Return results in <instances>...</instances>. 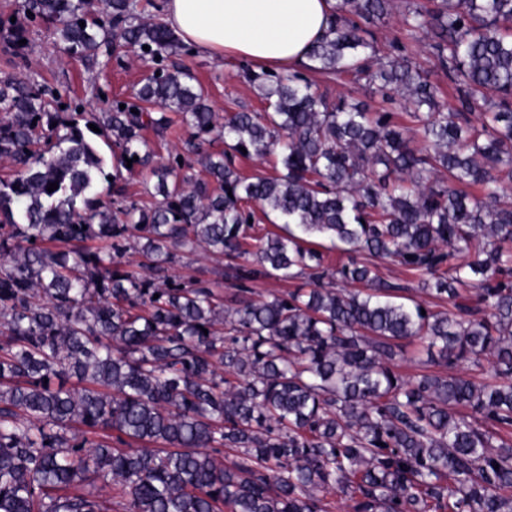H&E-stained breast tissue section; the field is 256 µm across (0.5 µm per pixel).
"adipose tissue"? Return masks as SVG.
I'll use <instances>...</instances> for the list:
<instances>
[{
    "label": "adipose tissue",
    "mask_w": 512,
    "mask_h": 512,
    "mask_svg": "<svg viewBox=\"0 0 512 512\" xmlns=\"http://www.w3.org/2000/svg\"><path fill=\"white\" fill-rule=\"evenodd\" d=\"M335 0H165V19L183 45L221 61L287 73L309 65Z\"/></svg>",
    "instance_id": "ef3b65f1"
}]
</instances>
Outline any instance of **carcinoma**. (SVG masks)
<instances>
[{"label":"carcinoma","instance_id":"cac0c4a2","mask_svg":"<svg viewBox=\"0 0 512 512\" xmlns=\"http://www.w3.org/2000/svg\"><path fill=\"white\" fill-rule=\"evenodd\" d=\"M101 4L18 11L91 66L117 43L181 49L136 0ZM394 14L430 39L452 94L406 47L381 53L367 26ZM309 57L328 81L365 82L379 111L297 71L245 69L266 107L222 116L174 65L99 113L0 74V512H328L331 493L353 512H512V0H336ZM177 119L194 141L153 162L142 132ZM90 124L116 165L150 168L157 201L122 204ZM272 153L274 176L236 168ZM250 202L295 230L257 238L234 291L169 274L200 248L248 254ZM314 235L352 254L337 273L358 288L331 282ZM384 260L453 310L397 301ZM270 276L306 287L251 297ZM415 338L448 372L395 371ZM484 360L492 384L453 372Z\"/></svg>","mask_w":512,"mask_h":512}]
</instances>
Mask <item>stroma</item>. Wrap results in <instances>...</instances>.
Masks as SVG:
<instances>
[{"label": "stroma", "mask_w": 512, "mask_h": 512, "mask_svg": "<svg viewBox=\"0 0 512 512\" xmlns=\"http://www.w3.org/2000/svg\"><path fill=\"white\" fill-rule=\"evenodd\" d=\"M16 14V0H0V73L35 78L57 90L64 99L82 104L86 111L102 112L113 100L129 98L153 71L152 63L144 61L138 50L125 47L101 51L99 67L88 68L67 53L53 26L42 22L26 23L28 51L25 59H18L12 48V19ZM373 32L379 45L395 39L407 44L417 61L429 70L431 80L447 86L448 79L430 57L423 35H408L393 19L376 24ZM171 61L197 78L214 111H262L261 92L242 77L241 61L227 59L219 63L186 47Z\"/></svg>", "instance_id": "stroma-1"}]
</instances>
